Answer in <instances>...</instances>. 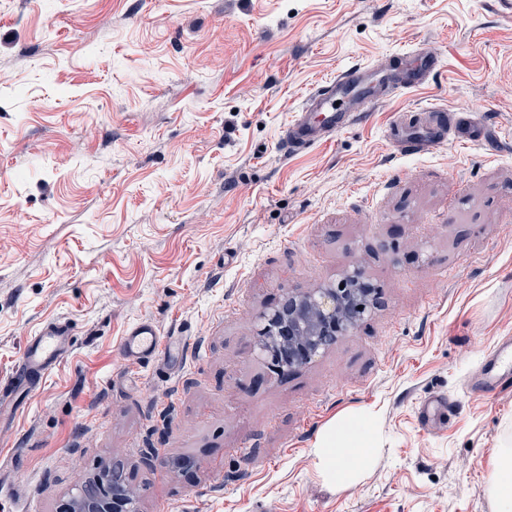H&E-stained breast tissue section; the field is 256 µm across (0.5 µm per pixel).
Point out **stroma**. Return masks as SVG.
<instances>
[{
	"label": "stroma",
	"instance_id": "1",
	"mask_svg": "<svg viewBox=\"0 0 512 512\" xmlns=\"http://www.w3.org/2000/svg\"><path fill=\"white\" fill-rule=\"evenodd\" d=\"M423 43L427 83L288 152L311 89ZM460 107L508 138L447 142ZM405 122L440 144L397 152ZM356 265L380 307L270 373L261 314ZM59 319L70 353L0 420V512H62L116 457L139 512H495L512 380L480 378L512 337V0H0V380ZM142 319L180 354L125 365ZM341 419L373 438L343 483L317 452Z\"/></svg>",
	"mask_w": 512,
	"mask_h": 512
}]
</instances>
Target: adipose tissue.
I'll use <instances>...</instances> for the list:
<instances>
[{
    "instance_id": "1",
    "label": "adipose tissue",
    "mask_w": 512,
    "mask_h": 512,
    "mask_svg": "<svg viewBox=\"0 0 512 512\" xmlns=\"http://www.w3.org/2000/svg\"><path fill=\"white\" fill-rule=\"evenodd\" d=\"M372 447L370 435L353 421L337 422L334 435L324 439L319 450L325 471L337 481L348 480L357 473Z\"/></svg>"
}]
</instances>
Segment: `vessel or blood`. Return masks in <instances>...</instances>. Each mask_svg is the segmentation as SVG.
<instances>
[{"mask_svg":"<svg viewBox=\"0 0 512 512\" xmlns=\"http://www.w3.org/2000/svg\"><path fill=\"white\" fill-rule=\"evenodd\" d=\"M438 63L433 50L423 49L399 57L400 74L390 84L394 90L404 91L424 83ZM375 69L370 65H355L336 77L317 85L303 100L299 116L286 125L283 142L292 151H299L332 138L351 122L365 117L381 101L382 95L371 78ZM483 126L474 113H460L448 129V139L455 144L479 140ZM438 144L437 139L419 132L396 141L398 151L425 154ZM71 327L64 322L44 325L23 347L14 374L0 382V392L16 391L22 377L34 374L46 378L60 364L70 348ZM171 343L163 342L157 325L140 320L127 327L120 343L121 359L129 365H140L160 357L162 351L171 350Z\"/></svg>","mask_w":512,"mask_h":512,"instance_id":"1","label":"vessel or blood"}]
</instances>
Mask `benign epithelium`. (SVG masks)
Here are the masks:
<instances>
[{
  "label": "benign epithelium",
  "instance_id": "obj_1",
  "mask_svg": "<svg viewBox=\"0 0 512 512\" xmlns=\"http://www.w3.org/2000/svg\"><path fill=\"white\" fill-rule=\"evenodd\" d=\"M378 306V296L364 271L347 273L341 285H322L302 294H287L276 308L261 315L259 355L273 369L299 368L352 334ZM124 463L116 459L94 475L80 477L66 512H137L135 495L124 482Z\"/></svg>",
  "mask_w": 512,
  "mask_h": 512
}]
</instances>
